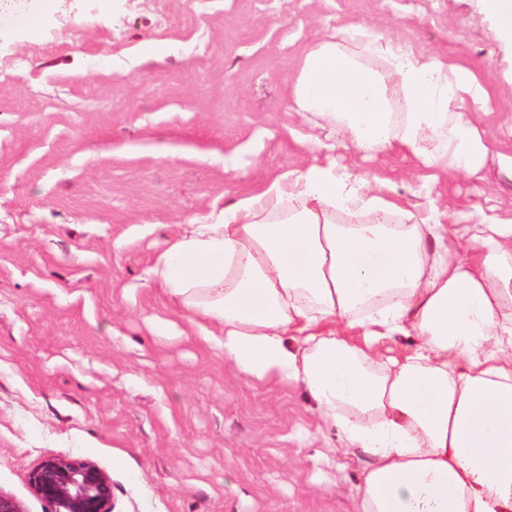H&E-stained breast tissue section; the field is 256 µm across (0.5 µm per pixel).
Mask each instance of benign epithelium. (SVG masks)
Wrapping results in <instances>:
<instances>
[{"label": "benign epithelium", "instance_id": "1", "mask_svg": "<svg viewBox=\"0 0 512 512\" xmlns=\"http://www.w3.org/2000/svg\"><path fill=\"white\" fill-rule=\"evenodd\" d=\"M29 487L49 512H111L112 481L88 459L49 457L30 473Z\"/></svg>", "mask_w": 512, "mask_h": 512}]
</instances>
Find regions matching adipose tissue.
Listing matches in <instances>:
<instances>
[{
  "instance_id": "obj_1",
  "label": "adipose tissue",
  "mask_w": 512,
  "mask_h": 512,
  "mask_svg": "<svg viewBox=\"0 0 512 512\" xmlns=\"http://www.w3.org/2000/svg\"><path fill=\"white\" fill-rule=\"evenodd\" d=\"M486 86L351 27L304 55L293 109L360 150L477 176ZM366 182L308 166L191 222L150 270L254 382L301 384L370 459L354 512H512V224H340ZM414 346L385 355L383 341Z\"/></svg>"
}]
</instances>
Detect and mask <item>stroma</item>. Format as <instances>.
Wrapping results in <instances>:
<instances>
[{
	"instance_id": "35a3bbf8",
	"label": "stroma",
	"mask_w": 512,
	"mask_h": 512,
	"mask_svg": "<svg viewBox=\"0 0 512 512\" xmlns=\"http://www.w3.org/2000/svg\"><path fill=\"white\" fill-rule=\"evenodd\" d=\"M55 5L37 40L0 26V493L48 512L29 475L71 455L109 474L112 512H352L366 458L302 385L156 335L173 305L149 270L190 219L312 164L416 221L511 218L512 44L481 0ZM351 25L487 81L479 177L366 156L291 109L304 53Z\"/></svg>"
}]
</instances>
